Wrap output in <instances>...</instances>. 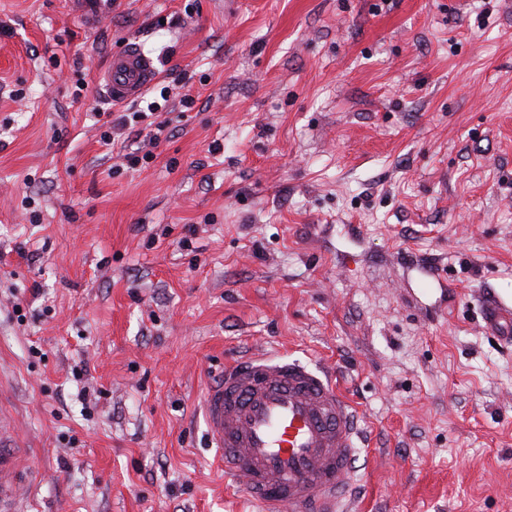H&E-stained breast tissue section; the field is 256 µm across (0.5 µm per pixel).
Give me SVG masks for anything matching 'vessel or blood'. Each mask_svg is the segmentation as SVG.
Masks as SVG:
<instances>
[{
  "label": "vessel or blood",
  "instance_id": "vessel-or-blood-1",
  "mask_svg": "<svg viewBox=\"0 0 512 512\" xmlns=\"http://www.w3.org/2000/svg\"><path fill=\"white\" fill-rule=\"evenodd\" d=\"M70 11L93 24L111 15L112 0H70ZM156 78L152 58L133 44L114 51L102 75L115 103L138 98ZM484 323L512 335V308L485 300ZM202 411L225 476L262 512H347L357 416L325 370L256 355L207 385ZM18 467V450L0 444V512H13L19 498Z\"/></svg>",
  "mask_w": 512,
  "mask_h": 512
}]
</instances>
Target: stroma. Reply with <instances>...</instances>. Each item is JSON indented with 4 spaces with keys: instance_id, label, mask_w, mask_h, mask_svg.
<instances>
[{
    "instance_id": "stroma-1",
    "label": "stroma",
    "mask_w": 512,
    "mask_h": 512,
    "mask_svg": "<svg viewBox=\"0 0 512 512\" xmlns=\"http://www.w3.org/2000/svg\"><path fill=\"white\" fill-rule=\"evenodd\" d=\"M65 2L0 0L17 512H259L201 406L262 350L355 406L352 512H512V339L482 317L512 306V0ZM128 43L171 89L154 148L100 140ZM70 11L95 24L103 16L112 17V0H70Z\"/></svg>"
}]
</instances>
